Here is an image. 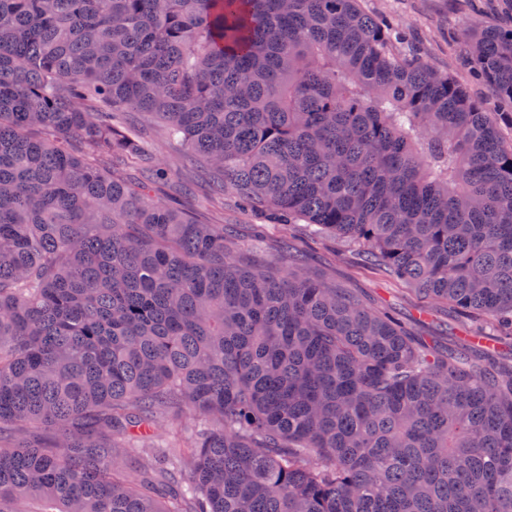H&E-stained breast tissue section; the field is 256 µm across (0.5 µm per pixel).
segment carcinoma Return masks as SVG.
I'll use <instances>...</instances> for the list:
<instances>
[{"label":"carcinoma","mask_w":512,"mask_h":512,"mask_svg":"<svg viewBox=\"0 0 512 512\" xmlns=\"http://www.w3.org/2000/svg\"><path fill=\"white\" fill-rule=\"evenodd\" d=\"M395 41L362 0H0V512H512V116ZM468 54L512 98V31ZM129 111L483 325L241 262L116 171Z\"/></svg>","instance_id":"carcinoma-1"}]
</instances>
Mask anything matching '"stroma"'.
Instances as JSON below:
<instances>
[{
	"label": "stroma",
	"mask_w": 512,
	"mask_h": 512,
	"mask_svg": "<svg viewBox=\"0 0 512 512\" xmlns=\"http://www.w3.org/2000/svg\"><path fill=\"white\" fill-rule=\"evenodd\" d=\"M363 5L373 16L406 29L408 49L462 84L473 99L494 100L493 89L474 74L467 58V32L484 25L511 29L512 0H363ZM125 120L152 142L155 162L172 172L171 181L156 192L159 200L206 223L250 234L255 216L241 213L229 196L225 197L223 206H215L210 199L212 186L207 176L184 149L163 140L153 119L129 113ZM263 242L264 250L255 254V261L274 262L279 249L290 248L299 252L312 275L328 279L337 287L353 289L369 304L390 306L404 321L420 318L417 327L420 335L444 341L459 332L458 322L446 306L438 305L428 314H421L419 297L383 273L366 268L356 251L311 239L304 225L286 232L276 225L265 224Z\"/></svg>",
	"instance_id": "1"
}]
</instances>
